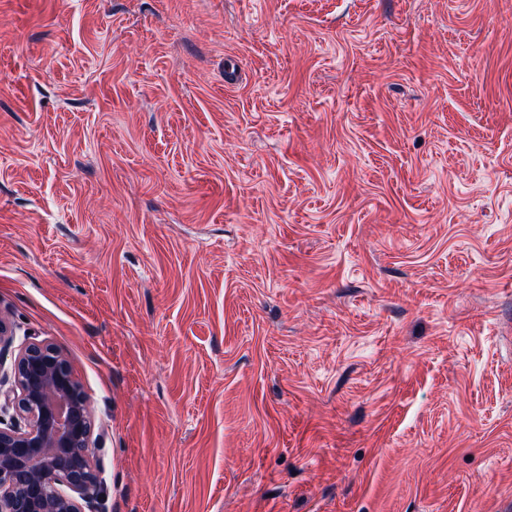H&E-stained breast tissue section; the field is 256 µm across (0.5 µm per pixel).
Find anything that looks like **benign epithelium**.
I'll return each mask as SVG.
<instances>
[{"label": "benign epithelium", "mask_w": 512, "mask_h": 512, "mask_svg": "<svg viewBox=\"0 0 512 512\" xmlns=\"http://www.w3.org/2000/svg\"><path fill=\"white\" fill-rule=\"evenodd\" d=\"M0 512H97L103 468L94 421L68 360L43 341L21 343L0 362Z\"/></svg>", "instance_id": "obj_1"}]
</instances>
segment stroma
I'll use <instances>...</instances> for the list:
<instances>
[{
    "label": "stroma",
    "instance_id": "35a3bbf8",
    "mask_svg": "<svg viewBox=\"0 0 512 512\" xmlns=\"http://www.w3.org/2000/svg\"><path fill=\"white\" fill-rule=\"evenodd\" d=\"M0 319L104 512H507L512 0H0Z\"/></svg>",
    "mask_w": 512,
    "mask_h": 512
}]
</instances>
